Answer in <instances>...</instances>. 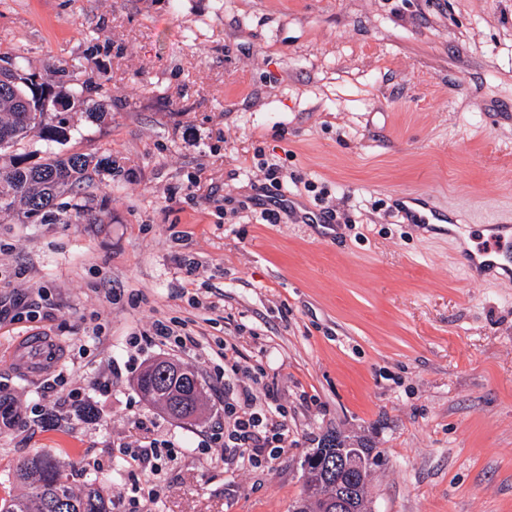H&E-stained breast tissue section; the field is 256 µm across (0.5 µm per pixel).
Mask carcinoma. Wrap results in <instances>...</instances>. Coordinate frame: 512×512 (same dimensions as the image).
I'll use <instances>...</instances> for the list:
<instances>
[{
	"instance_id": "1",
	"label": "carcinoma",
	"mask_w": 512,
	"mask_h": 512,
	"mask_svg": "<svg viewBox=\"0 0 512 512\" xmlns=\"http://www.w3.org/2000/svg\"><path fill=\"white\" fill-rule=\"evenodd\" d=\"M84 107L89 116H106L103 105L88 103L77 87L47 91L23 73V67L0 56V220H19L23 224L63 223L80 219L85 205L75 202L64 210L58 200L90 182L92 174L112 173V160L98 159L82 152L60 153L54 145L68 140L69 111ZM43 142V150L21 152L19 146L33 140ZM39 156L32 163L30 159ZM140 393L153 406L173 414L172 388L178 387L151 366L137 378ZM70 464L48 454L34 455L17 470L15 479L24 491L0 498V512H112V502L100 488L89 483L75 490L69 483ZM323 470L309 471L304 482L305 512H322L318 495Z\"/></svg>"
}]
</instances>
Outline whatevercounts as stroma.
I'll use <instances>...</instances> for the list:
<instances>
[{
  "instance_id": "stroma-1",
  "label": "stroma",
  "mask_w": 512,
  "mask_h": 512,
  "mask_svg": "<svg viewBox=\"0 0 512 512\" xmlns=\"http://www.w3.org/2000/svg\"><path fill=\"white\" fill-rule=\"evenodd\" d=\"M0 51L50 86L72 60L108 115L72 113L58 150L119 170L85 188L82 223H0V309L39 312L0 320L18 415L0 424V497L47 452L112 512H291L334 434L367 449L375 512H512V281L463 264L483 220L512 216V0H0ZM420 193L458 236L402 222ZM158 319L200 349L129 353ZM30 335L60 343L78 406L16 374ZM221 342L286 414L284 451L256 468L209 443L237 380ZM158 357L196 371L195 422L139 393ZM155 438L175 445L156 475L120 468V447Z\"/></svg>"
}]
</instances>
